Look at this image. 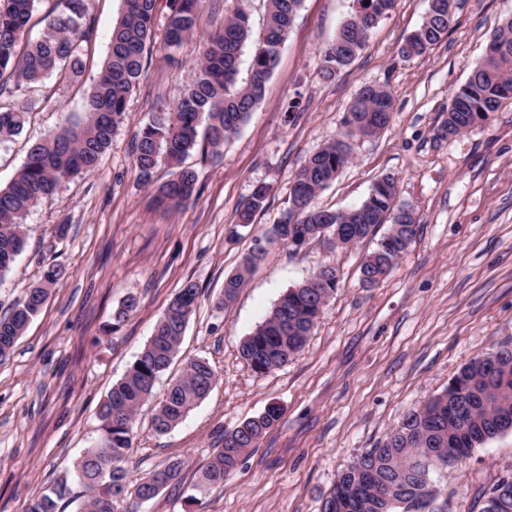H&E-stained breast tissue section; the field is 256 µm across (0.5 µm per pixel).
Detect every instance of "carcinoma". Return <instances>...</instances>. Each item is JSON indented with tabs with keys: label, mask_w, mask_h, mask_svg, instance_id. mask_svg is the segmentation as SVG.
Returning a JSON list of instances; mask_svg holds the SVG:
<instances>
[{
	"label": "carcinoma",
	"mask_w": 512,
	"mask_h": 512,
	"mask_svg": "<svg viewBox=\"0 0 512 512\" xmlns=\"http://www.w3.org/2000/svg\"><path fill=\"white\" fill-rule=\"evenodd\" d=\"M35 0H0V95L42 81L59 71L78 77L84 71L83 43L92 32L85 0H54L47 32L18 46ZM121 17L112 28L107 56L89 96L84 115L68 120L29 151L27 161L12 182L0 188V275L9 271L26 247L24 219L29 211L51 197L62 183L96 169L112 142L114 129L125 120L126 101L143 72L153 34L157 0H123ZM358 7L321 54L319 76L332 81L365 48L368 33L388 15L395 0H356ZM205 0H167L165 46L178 49L195 32ZM301 0H265V17L253 36L249 12L235 8L222 27L200 44V61L191 88L174 108L155 112L135 138L136 171L141 184L152 185L154 169L164 159L173 178L154 189L157 203L177 209L197 196L195 171L182 166L203 141L208 153L220 154L239 132L262 99L281 47ZM457 0H430L421 26L401 47L405 58L419 56L448 31ZM252 45L250 81L236 86L243 49ZM512 100V17L499 23L489 39L484 59L456 89L448 104V120L437 127L442 139L456 136L474 122L485 121ZM392 96L380 85L361 87L344 118V131L335 141L312 154L294 178L293 193L301 204L288 200L279 224L280 236L266 230L260 240L293 247L341 231L351 245L374 235L382 224L388 231L361 265L362 279L370 284L394 265L415 236L414 210L397 201V182L391 174L380 177L361 205L348 210L317 209L315 196L332 183L351 160L350 140L381 133L392 119ZM27 121L22 109L0 110V141L20 133ZM204 139L198 140L199 127ZM268 187H255L239 211L240 226L253 223L267 201ZM268 250L257 245L224 282L217 304L226 308L247 283ZM59 265L48 267L41 281L28 288L7 316L0 317V363L13 354L18 339L40 312L50 288L63 275ZM338 285L336 265L327 264L298 286L287 290L269 315L240 345V355L257 373L279 368L306 344L329 298ZM200 289L188 281L175 294L155 324L153 333L124 376L115 383L97 415L101 435L76 463L73 476H62L34 498L28 512H63L61 502H74L71 480L82 488L78 512H124L122 504L135 498L155 499L180 475L183 462L175 458L163 469L136 480L127 465L134 448L133 420L137 409L153 395L158 378L177 355L186 324L197 306ZM140 307L128 296L113 316L123 322ZM215 383V371L205 359L189 361L156 407L152 426L166 434L202 402ZM281 417L272 404L264 414L224 434L221 447L199 472L195 487L202 492L224 483L240 456L259 441ZM512 432V346L478 355L465 364L446 388L424 406L405 413L383 441L362 454L338 476L326 497L323 512H448L434 485L435 468L463 462L476 448ZM479 512H512V478H503L483 494Z\"/></svg>",
	"instance_id": "carcinoma-1"
}]
</instances>
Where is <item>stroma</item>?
I'll return each instance as SVG.
<instances>
[{"label":"stroma","instance_id":"35a3bbf8","mask_svg":"<svg viewBox=\"0 0 512 512\" xmlns=\"http://www.w3.org/2000/svg\"><path fill=\"white\" fill-rule=\"evenodd\" d=\"M121 5L87 0L94 32L79 78L55 74L0 96L1 107L28 114L22 132L0 143V188L34 144L83 113ZM240 5L261 29L264 0H219L200 13L195 37L172 53L163 48L166 8L158 6L154 47L111 147L93 172L64 182L25 220L26 248L0 276V316L47 264L62 265L65 274L0 364V512H27L96 443L99 403L190 280L200 288L197 308L173 364L135 417L129 470L138 478L173 458L184 467L179 481L142 512H321L338 474L381 443L406 411L441 392L472 357L512 345V105L454 138L435 134L452 93L483 58L493 27L512 16V0H458L445 37L408 59L399 49L422 24L429 0H395L365 49L329 82L318 75L320 54L353 0H302L247 122L220 155L206 159L197 150L187 157L199 176L198 196L177 211L154 209L151 189L137 179L134 138L153 112L182 96L194 78L201 37ZM366 83L390 90V125L376 137L353 140L351 163L313 204L360 205L380 176L393 174L400 200L416 210L412 242L370 287L360 266L376 240L338 251L322 238L298 250L277 243L229 308L217 310L227 275L255 237L280 220L295 174L335 140ZM292 99L299 105L289 121L285 107ZM260 184L269 187L265 208L252 227L230 238L240 205ZM329 263L338 268L339 286L303 351L278 369L254 372L239 354L243 338L287 289ZM131 293L140 299L138 312L106 332ZM195 358L213 366L214 388L170 433L155 434L158 398ZM272 404L282 410L276 425L223 483L197 493V471L224 434ZM511 476L507 433L462 465L438 468L433 478L448 512H479L483 492Z\"/></svg>","mask_w":512,"mask_h":512}]
</instances>
